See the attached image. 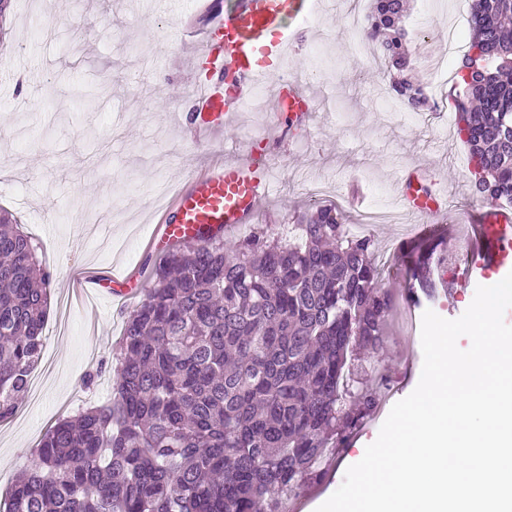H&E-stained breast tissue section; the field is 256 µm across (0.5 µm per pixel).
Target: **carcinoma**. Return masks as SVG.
<instances>
[{
  "mask_svg": "<svg viewBox=\"0 0 512 512\" xmlns=\"http://www.w3.org/2000/svg\"><path fill=\"white\" fill-rule=\"evenodd\" d=\"M407 0H375L369 30L395 94L432 109L401 25ZM512 0H474L452 95L474 188L512 198ZM294 241L234 250L205 231L147 257L149 288L125 319L112 397L59 421L0 497L5 512H285L377 407L352 391L356 348L384 343L391 292L374 241L334 205ZM428 247L410 252L428 287ZM52 274L0 215V422L41 359Z\"/></svg>",
  "mask_w": 512,
  "mask_h": 512,
  "instance_id": "obj_1",
  "label": "carcinoma"
}]
</instances>
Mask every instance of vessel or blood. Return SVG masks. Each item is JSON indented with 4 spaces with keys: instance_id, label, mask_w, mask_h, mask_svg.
Wrapping results in <instances>:
<instances>
[{
    "instance_id": "1",
    "label": "vessel or blood",
    "mask_w": 512,
    "mask_h": 512,
    "mask_svg": "<svg viewBox=\"0 0 512 512\" xmlns=\"http://www.w3.org/2000/svg\"><path fill=\"white\" fill-rule=\"evenodd\" d=\"M312 13L313 0H225L223 9L209 12L193 56L194 111L185 119L196 143L212 142L254 89L266 84L271 73L268 56H282L291 39L287 22L308 19ZM307 110L308 100L295 81L281 78L274 122L288 116L306 117ZM270 189L268 160L254 147L243 159L193 172L164 208L148 248L161 252L207 229L226 232L250 224ZM399 195L407 210L428 217L440 216L447 200L446 193L421 169L405 174ZM434 231L449 243L467 235L481 276L512 272V253L503 246L504 238L512 233L511 207L487 205L465 229L457 224H424L419 233L425 236ZM139 281L135 271L105 278L95 274L78 291L94 300L116 297L125 301L138 296Z\"/></svg>"
}]
</instances>
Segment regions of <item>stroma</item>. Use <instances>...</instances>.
Masks as SVG:
<instances>
[{"instance_id": "obj_1", "label": "stroma", "mask_w": 512, "mask_h": 512, "mask_svg": "<svg viewBox=\"0 0 512 512\" xmlns=\"http://www.w3.org/2000/svg\"><path fill=\"white\" fill-rule=\"evenodd\" d=\"M323 2L309 23L292 22L295 43L279 66L310 98L311 119L297 139L269 131L272 190L251 226L225 234V246L256 229L285 238L312 209L313 186L324 183L345 192L359 181L368 208L388 209L398 175L419 165L446 188L447 219L481 207L467 147L436 136L455 112L454 80L436 85V111H398L386 98L389 79L374 41H358L350 26L354 13L367 12V0ZM463 14L462 0H408L403 25L419 37ZM202 16L201 0H11L0 18V54L15 58L0 71V209L38 242V257L53 275L35 369L47 387L39 404L23 399L19 418L0 426V492L29 467L49 427L112 391L110 362L126 311L119 302L96 301L100 334L90 336L88 307L71 298L72 273L143 265L157 213L183 179L242 156L264 128L263 119L244 112L214 143L200 146L188 136L183 116L194 77L182 28ZM370 235L375 258L394 257L383 287L408 293L403 253L415 233L377 224ZM387 334L386 346L364 354L362 364L365 384L389 408L415 389L423 354L421 346H406L396 322H388ZM374 364L393 377L394 393L379 385ZM380 428L375 421L358 431L325 483L308 494L304 512H316L340 487Z\"/></svg>"}]
</instances>
